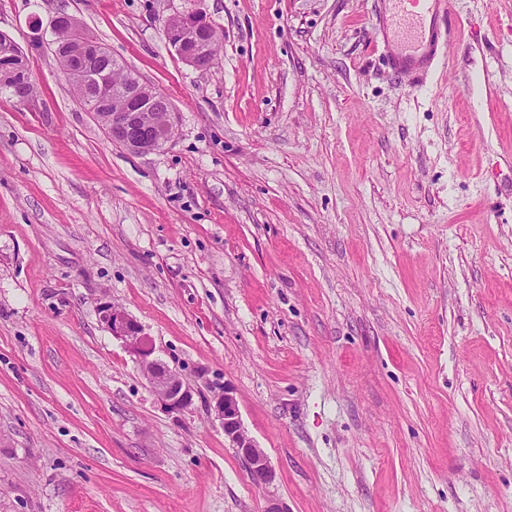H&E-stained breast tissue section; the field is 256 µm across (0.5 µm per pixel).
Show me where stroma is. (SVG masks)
<instances>
[{
  "label": "stroma",
  "mask_w": 512,
  "mask_h": 512,
  "mask_svg": "<svg viewBox=\"0 0 512 512\" xmlns=\"http://www.w3.org/2000/svg\"><path fill=\"white\" fill-rule=\"evenodd\" d=\"M448 6L417 86L388 0H0L36 89L0 96V512H512V0ZM191 10L206 71L163 32ZM60 11L175 107L163 150L114 143L37 47ZM173 25L163 28L176 52L190 65L210 69L217 55L216 30L202 12L176 13ZM97 313L102 326L135 357L161 407L170 414L188 409L193 404L194 391L175 370L153 357L155 349L141 325L111 302H101ZM213 411L224 429V438L236 448L248 466L253 482L260 487L275 479V471L265 451L245 431L237 399L231 387L225 386L213 405Z\"/></svg>",
  "instance_id": "1"
}]
</instances>
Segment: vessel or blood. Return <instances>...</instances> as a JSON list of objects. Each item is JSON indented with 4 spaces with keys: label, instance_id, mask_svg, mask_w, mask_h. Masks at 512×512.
Returning a JSON list of instances; mask_svg holds the SVG:
<instances>
[{
    "label": "vessel or blood",
    "instance_id": "1",
    "mask_svg": "<svg viewBox=\"0 0 512 512\" xmlns=\"http://www.w3.org/2000/svg\"><path fill=\"white\" fill-rule=\"evenodd\" d=\"M377 20L386 59L395 73L422 79L437 63L457 28L448 0H394Z\"/></svg>",
    "mask_w": 512,
    "mask_h": 512
}]
</instances>
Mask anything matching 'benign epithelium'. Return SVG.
<instances>
[{
    "instance_id": "obj_1",
    "label": "benign epithelium",
    "mask_w": 512,
    "mask_h": 512,
    "mask_svg": "<svg viewBox=\"0 0 512 512\" xmlns=\"http://www.w3.org/2000/svg\"><path fill=\"white\" fill-rule=\"evenodd\" d=\"M172 18L173 25L164 28V32L176 52L190 65L205 70L212 68L217 55L218 37L207 16L196 11L176 13ZM51 25L67 26L73 33L72 41L79 45L75 59L67 68L69 79L78 84L94 83L101 105L122 103L121 107H114L109 113L107 127L112 140L139 154L153 153L160 146L167 145L175 126V110L170 101L130 72L127 73L126 82L119 87L113 86L104 73L86 72L88 58H99L108 54V50L82 38L77 20L72 15L59 13L52 19ZM146 102L164 109V124L147 129L141 119ZM97 313L102 326L112 337L121 340L135 357L141 374L161 407L170 414L188 409L193 404L194 391L175 370L153 357L152 341L141 325L110 302L100 303ZM213 411L222 424L224 438L246 462L253 482L260 487L272 483L275 471L265 451L245 431L231 387L224 386V392L215 400Z\"/></svg>"
}]
</instances>
